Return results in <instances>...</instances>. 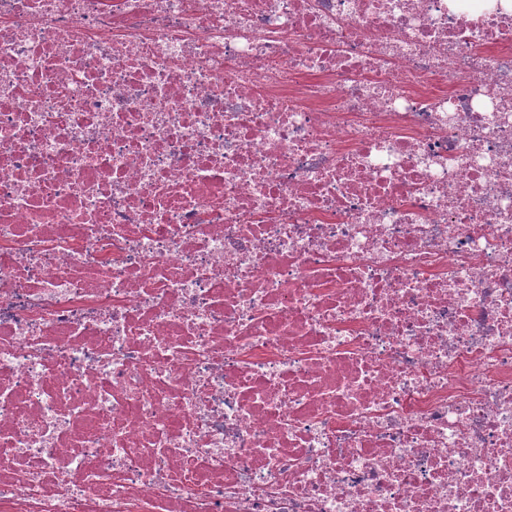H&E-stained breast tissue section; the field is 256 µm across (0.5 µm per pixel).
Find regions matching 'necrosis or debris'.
Listing matches in <instances>:
<instances>
[{
  "mask_svg": "<svg viewBox=\"0 0 512 512\" xmlns=\"http://www.w3.org/2000/svg\"><path fill=\"white\" fill-rule=\"evenodd\" d=\"M0 512H512V0H0Z\"/></svg>",
  "mask_w": 512,
  "mask_h": 512,
  "instance_id": "1",
  "label": "necrosis or debris"
}]
</instances>
